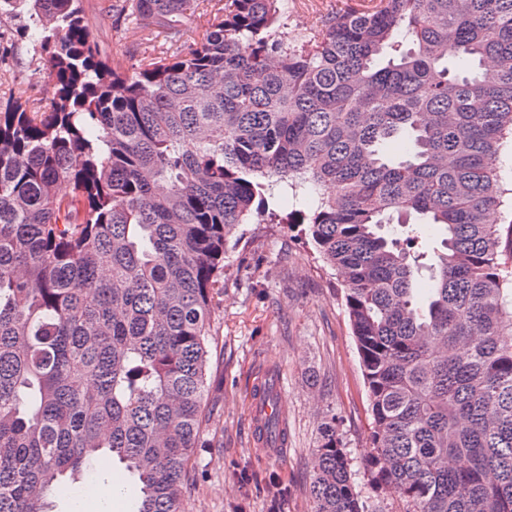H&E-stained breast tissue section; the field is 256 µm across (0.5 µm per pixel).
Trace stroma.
<instances>
[{
    "label": "stroma",
    "mask_w": 512,
    "mask_h": 512,
    "mask_svg": "<svg viewBox=\"0 0 512 512\" xmlns=\"http://www.w3.org/2000/svg\"><path fill=\"white\" fill-rule=\"evenodd\" d=\"M114 0H81L103 58L131 60L143 33L112 11ZM349 0H285V32L299 36ZM52 77L30 43L0 61V100L49 101ZM224 255V292L211 322L207 448L185 492L186 512H313L309 484L320 429L335 418L358 469L355 484L370 512H398L393 489L375 487L361 464L371 450L372 417L360 359L344 306V285L299 230L246 224ZM277 374L288 416L285 454L269 457L255 442L249 397L264 374ZM117 493L98 505L53 501V512H134L139 495L122 464L99 460Z\"/></svg>",
    "instance_id": "obj_1"
}]
</instances>
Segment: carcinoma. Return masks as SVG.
<instances>
[{
  "label": "carcinoma",
  "instance_id": "obj_1",
  "mask_svg": "<svg viewBox=\"0 0 512 512\" xmlns=\"http://www.w3.org/2000/svg\"><path fill=\"white\" fill-rule=\"evenodd\" d=\"M189 2L122 0L169 42L124 66L81 0H0L55 87L0 110V512H50L104 448L136 512H184L224 254L256 214L345 283L373 482L402 512H512V0H359L300 38L282 0H217L191 41ZM412 216L445 230L422 305ZM354 476L332 417L315 512H366Z\"/></svg>",
  "mask_w": 512,
  "mask_h": 512
}]
</instances>
